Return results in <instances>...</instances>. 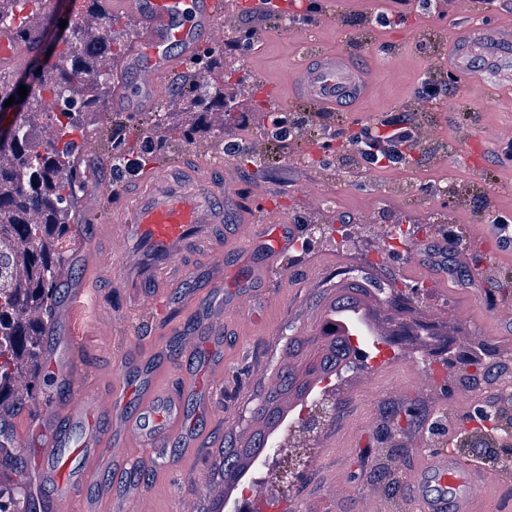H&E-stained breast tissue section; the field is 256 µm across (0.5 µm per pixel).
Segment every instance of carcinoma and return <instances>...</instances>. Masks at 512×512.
I'll list each match as a JSON object with an SVG mask.
<instances>
[{
	"instance_id": "obj_1",
	"label": "carcinoma",
	"mask_w": 512,
	"mask_h": 512,
	"mask_svg": "<svg viewBox=\"0 0 512 512\" xmlns=\"http://www.w3.org/2000/svg\"><path fill=\"white\" fill-rule=\"evenodd\" d=\"M31 2L36 0H0V29L13 28L24 35L26 18L17 15L14 7L22 12ZM87 9L102 17L103 28L95 33L72 27L74 39H60L49 61L31 78L38 92L60 102L59 111L52 116L60 138L46 150H37L43 113L37 108L38 97L29 93L12 131L0 139V406L20 407L36 399L43 338L50 331L49 316L60 303L63 245L80 228L67 221L76 191L84 185L83 173L74 164L76 137L83 134L79 116L104 98L112 85L113 63L123 50V44L112 36L107 0H87ZM219 55L217 50H205L201 62L191 65L198 78L179 83L193 119L186 126L170 128L172 138L188 142L212 136L207 117L214 109L223 110L224 123L239 122V112L224 92V82L208 76ZM163 120L161 112L116 117L112 180H131L145 165L163 160L166 145L150 137L152 127ZM288 133L284 116L267 129V137L273 141L283 140ZM384 291L383 285L370 277L352 283L324 304L317 335L288 339V361L279 368L275 385L252 408L251 432L225 445L220 464L223 498L232 497L251 480L253 471L277 449V434L299 422L300 409L321 390V383L351 364L357 345L375 341L378 332L369 320V300L391 303L399 314L408 311ZM487 358L481 344L470 350L467 365L473 373L467 377L469 384L489 376ZM24 372L31 374V385L21 395L13 384L15 376ZM8 447L9 441H0V449H5L0 454V474L12 473L0 486V512H20L26 479L14 469Z\"/></svg>"
}]
</instances>
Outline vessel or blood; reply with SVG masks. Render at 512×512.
<instances>
[{
    "mask_svg": "<svg viewBox=\"0 0 512 512\" xmlns=\"http://www.w3.org/2000/svg\"><path fill=\"white\" fill-rule=\"evenodd\" d=\"M243 0H112L113 14L132 13L144 23V40L133 50L134 61L114 93L119 106H152L166 79L185 68L203 43L219 40L231 8ZM461 35L448 58L449 71L466 69L473 54L486 56L499 71L512 68V26L460 23ZM292 95L312 112H332L373 90L368 71L343 51L306 47ZM32 54L9 29L0 30V68L25 70ZM214 158L195 150L175 160L148 165L142 176L129 182L119 197L105 193L94 215L79 213L78 221L95 218V236L85 252V275L71 292L68 310L84 308L97 297L107 275L131 299L138 312L153 321L166 319V292L185 281L195 257H203L216 272L224 270V253L245 246L287 250L295 238L291 225L282 223L269 203L239 205L244 215L226 241H219L226 218L224 203L237 200L231 180L217 179ZM265 212L269 237H262L253 213ZM86 347L75 342L65 351L51 350L49 362L72 398L66 408L42 402L36 415L9 414L19 441L30 435L42 440L43 451L33 463L38 486L52 490V512H98L108 502L113 512H154L145 496L132 493L125 460L135 448H162L167 440L180 447L205 445L185 410V396H193L197 410L210 414L213 394L224 379L221 350L208 348L200 367L179 370L163 378L160 368L143 367L140 375L120 374L111 387L85 390L82 358ZM107 418L111 434L101 433L96 421ZM109 466L112 481L100 499L82 500L84 486L97 466ZM417 512H481L497 484L479 465H464L455 455H424L404 475Z\"/></svg>",
    "mask_w": 512,
    "mask_h": 512,
    "instance_id": "vessel-or-blood-1",
    "label": "vessel or blood"
}]
</instances>
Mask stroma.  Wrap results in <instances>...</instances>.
<instances>
[{
	"label": "stroma",
	"mask_w": 512,
	"mask_h": 512,
	"mask_svg": "<svg viewBox=\"0 0 512 512\" xmlns=\"http://www.w3.org/2000/svg\"><path fill=\"white\" fill-rule=\"evenodd\" d=\"M288 2L297 14H309V23L254 19L242 10L223 26L226 50L220 68L235 74L230 94L246 121L228 126L223 113L215 112L210 121L223 129V137L169 145L174 156L188 147L220 156L226 142H238L249 158H231L224 174L237 182L244 200H272L283 222L296 225L297 239L288 253L274 261L249 249L228 254L229 272L220 288L211 284L214 270L196 262L191 277L168 293L171 304L187 296L195 300L174 334H149L131 309H124V331L114 340H93L95 310L72 314L69 326L54 327L55 335L88 343L83 364L91 390L103 388L113 367L122 363L133 373L147 358L180 367L187 359L181 347L186 336L199 335L222 349L224 386L214 395L218 417L193 420L196 429L208 432V448L190 453L172 443L158 459L140 450L134 454L141 491L155 493L156 512H178L185 498L194 501L195 512H210L205 491L220 485L225 435L240 437L250 430L251 409L274 380L288 338L310 334L321 298L335 294L351 269L389 285L412 305V320L431 326L441 339L432 351L413 336L362 347L352 368L333 380L337 408L352 402L357 411L347 423L308 442L317 467L293 489V512H415L400 474L412 469L421 454L451 451L462 463L481 464L490 451L512 449L510 427L472 434L473 415L488 395L501 391L504 377H512V320L495 314L496 307H512V255L501 252L496 238L477 241L471 235L472 225L512 221V145L497 136L500 127L512 124V83L480 82L473 73L439 67L458 21L512 23V5L447 0L445 13L439 14L419 11L416 0H341L330 22L323 18L325 0ZM311 3L316 6L312 12L307 9ZM381 14L388 15L389 26L376 24ZM306 34L325 48L347 52L370 70L381 89L335 112L341 136L323 137L316 121L274 143L264 135L271 107L291 114L303 109L288 94L297 45ZM245 39L250 49L235 50V43ZM428 77L446 83L447 95L435 102L422 98L418 89ZM115 110L108 95L81 121L86 135L97 137L103 147L93 162L97 179L116 193L120 185L110 176ZM395 110L415 119L410 161L389 168L364 165L347 136ZM469 138L481 146L472 159L462 149ZM439 244L445 248V267L414 278L407 265L410 248ZM245 280L259 289L258 325L225 304ZM210 311L223 313V335L204 329L201 316ZM461 336L487 344L491 363L506 367L473 387L466 403L456 400L466 388L463 366L455 361L462 353L456 345ZM409 404L418 410L416 420L386 427L387 415ZM436 422L441 425L437 431L432 428Z\"/></svg>",
	"instance_id": "35a3bbf8"
}]
</instances>
